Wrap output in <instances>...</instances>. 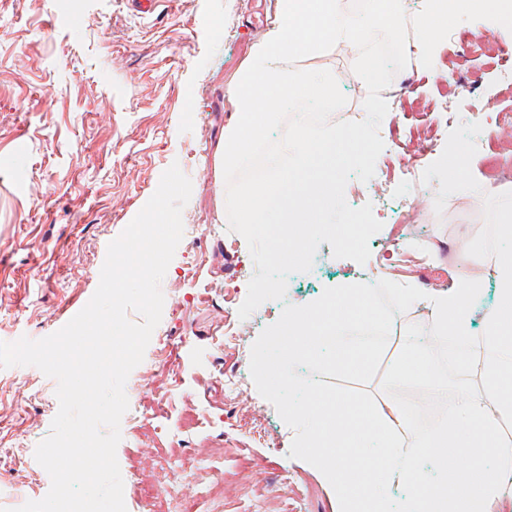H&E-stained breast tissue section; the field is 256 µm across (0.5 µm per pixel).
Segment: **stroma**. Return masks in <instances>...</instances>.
Returning a JSON list of instances; mask_svg holds the SVG:
<instances>
[{
	"label": "stroma",
	"instance_id": "35a3bbf8",
	"mask_svg": "<svg viewBox=\"0 0 512 512\" xmlns=\"http://www.w3.org/2000/svg\"><path fill=\"white\" fill-rule=\"evenodd\" d=\"M276 0H159L143 15L133 0H0V341L44 338L94 294L109 243L156 191L171 165L192 182L183 236L161 282L165 301L142 362L125 384L136 392L116 456L127 512H336L335 500L295 457L294 430L258 397L251 347L284 305L318 299L358 277L396 279L411 248L414 287L451 288L460 251L490 268L488 222L501 196H471L448 183L441 162L459 139L448 130L424 156L427 181L401 174L417 144L444 127L443 100L479 115L484 150L465 166L482 183L486 155L507 150L495 115L512 110L491 57L471 54L480 76L449 82L458 52L501 42L487 21L458 24L435 51L436 65L402 70L409 86L383 119L384 149L369 181L350 178L345 199L371 204L381 230L359 264L334 257L287 279L284 300L263 302L247 319L244 302L256 267L244 238L228 228L226 182L215 155L234 109L226 90L249 51L275 22ZM357 56L335 50L305 58L330 66L348 101L362 108ZM419 305L396 315L376 377L375 401L411 398L393 364L409 356L411 326L427 322ZM57 382L33 366L0 369V507L42 499L51 480L37 445L58 412Z\"/></svg>",
	"mask_w": 512,
	"mask_h": 512
}]
</instances>
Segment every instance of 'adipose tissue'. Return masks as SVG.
Listing matches in <instances>:
<instances>
[{
	"instance_id": "ef3b65f1",
	"label": "adipose tissue",
	"mask_w": 512,
	"mask_h": 512,
	"mask_svg": "<svg viewBox=\"0 0 512 512\" xmlns=\"http://www.w3.org/2000/svg\"><path fill=\"white\" fill-rule=\"evenodd\" d=\"M496 299L481 308L486 279ZM395 306L431 309L420 332L414 366L400 364L394 378L445 398L442 418L425 420L407 400L391 398L367 408L339 396L293 402L285 409L299 463L335 499L336 512H512V447L501 438L512 420V246L489 272L464 271L455 287L423 296L393 289ZM484 332L474 336V318ZM465 344L458 359L464 382L447 389L435 372L433 353L448 340ZM375 453L377 465L364 471Z\"/></svg>"
}]
</instances>
